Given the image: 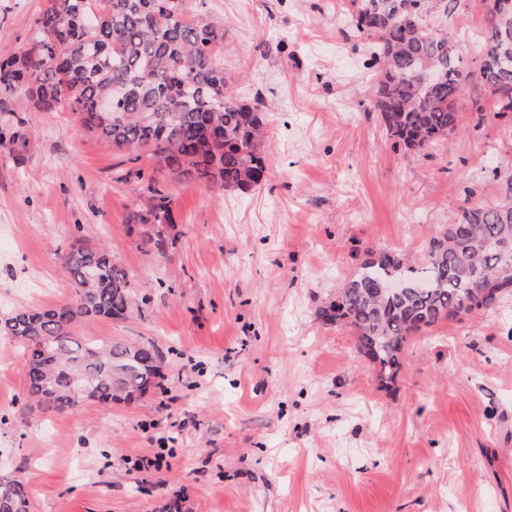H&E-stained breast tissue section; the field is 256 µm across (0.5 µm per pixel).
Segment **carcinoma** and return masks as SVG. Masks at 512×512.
<instances>
[{
  "label": "carcinoma",
  "instance_id": "carcinoma-1",
  "mask_svg": "<svg viewBox=\"0 0 512 512\" xmlns=\"http://www.w3.org/2000/svg\"><path fill=\"white\" fill-rule=\"evenodd\" d=\"M350 27L375 36L373 107L396 149L417 151L461 132L458 99L473 84L472 118H486L483 96L497 113L512 112V14H485L478 56L497 63L470 70L448 33L427 28V0H412L418 26L392 30L400 0H352ZM33 19L23 51L0 58V93L24 92L44 110L68 108L81 125L120 151H148L177 182L247 193L265 181L259 150L264 103L226 90L219 53L224 23L206 0H49ZM137 224H172L173 198L142 170L128 172ZM453 224H468L459 234ZM512 240V178L498 201L459 209L430 239L420 264L399 251L369 253L324 310L351 327L357 347L390 381L401 370L410 336L443 317L494 307L504 288H478L475 274H499L496 244ZM73 288L70 301L19 309L0 317V336L28 354V393L46 410L72 408V390L86 386L99 404L142 397L160 387L164 357L151 341L94 340L73 334L84 319H124L135 289L105 245L81 244L61 255ZM392 280L403 288L392 291ZM27 486L0 478V512H30Z\"/></svg>",
  "mask_w": 512,
  "mask_h": 512
}]
</instances>
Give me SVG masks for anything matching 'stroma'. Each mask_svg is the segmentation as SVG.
I'll return each mask as SVG.
<instances>
[{
	"label": "stroma",
	"instance_id": "35a3bbf8",
	"mask_svg": "<svg viewBox=\"0 0 512 512\" xmlns=\"http://www.w3.org/2000/svg\"><path fill=\"white\" fill-rule=\"evenodd\" d=\"M48 0H0V49L17 51ZM226 32L237 99L270 107L259 148L267 181L246 194L173 182L175 222L133 221L126 153L77 114L0 104V316L67 302L60 256L109 243L144 301L75 335L151 340L160 390L109 406L43 412L27 356L0 338V474L23 478L32 512H512V292L488 310L413 335L381 384L353 330L322 307L368 252L422 260L467 203L512 178V113L403 153L373 108L372 38L349 0H207ZM482 0L428 12L475 59ZM162 234L165 252L145 236ZM162 454L161 470L134 459Z\"/></svg>",
	"mask_w": 512,
	"mask_h": 512
}]
</instances>
